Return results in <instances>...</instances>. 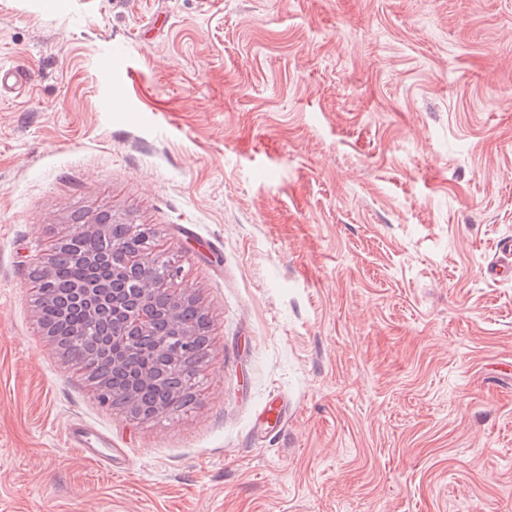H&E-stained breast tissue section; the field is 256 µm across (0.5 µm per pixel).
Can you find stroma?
<instances>
[{
  "label": "stroma",
  "instance_id": "35a3bbf8",
  "mask_svg": "<svg viewBox=\"0 0 512 512\" xmlns=\"http://www.w3.org/2000/svg\"><path fill=\"white\" fill-rule=\"evenodd\" d=\"M0 64V512H512V0H0ZM99 212L208 316L177 411L36 320Z\"/></svg>",
  "mask_w": 512,
  "mask_h": 512
}]
</instances>
